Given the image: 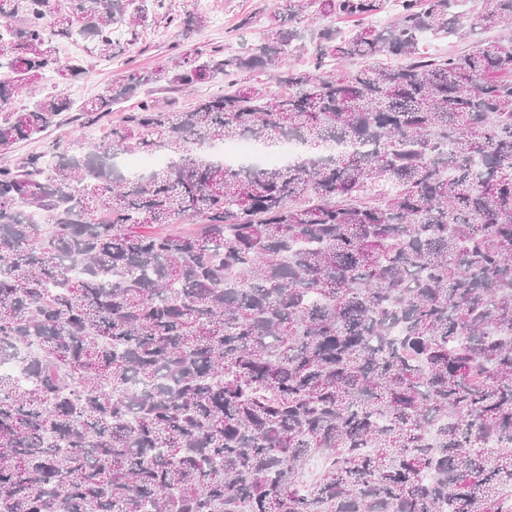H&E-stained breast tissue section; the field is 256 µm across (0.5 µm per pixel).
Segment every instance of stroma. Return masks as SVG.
Wrapping results in <instances>:
<instances>
[{
  "label": "stroma",
  "mask_w": 512,
  "mask_h": 512,
  "mask_svg": "<svg viewBox=\"0 0 512 512\" xmlns=\"http://www.w3.org/2000/svg\"><path fill=\"white\" fill-rule=\"evenodd\" d=\"M271 0H161L151 24L141 29L139 39L133 47L110 61L102 60L81 48L80 53L89 69L88 76L80 79L85 97H93L102 92L111 82L114 74L123 66L153 67L177 52L193 49L208 50L222 47L229 51L257 43L259 29L242 30L239 19L247 13L269 7ZM196 11H204L210 16L223 18L220 26L208 25L192 38H183L175 26L165 21L166 15L184 16Z\"/></svg>",
  "instance_id": "stroma-1"
}]
</instances>
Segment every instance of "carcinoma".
Here are the masks:
<instances>
[{
  "label": "carcinoma",
  "instance_id": "1",
  "mask_svg": "<svg viewBox=\"0 0 512 512\" xmlns=\"http://www.w3.org/2000/svg\"><path fill=\"white\" fill-rule=\"evenodd\" d=\"M150 2L0 0V151L73 110L14 106L88 73L60 40L112 59ZM389 2L276 0L241 19L253 48L114 76L70 117L144 93L107 142L0 165V359L25 376L0 374V512H512V0L330 24ZM311 8L328 24L286 28ZM464 24L505 36L427 46ZM211 81L180 112L150 96ZM243 138L307 157L204 156Z\"/></svg>",
  "mask_w": 512,
  "mask_h": 512
}]
</instances>
